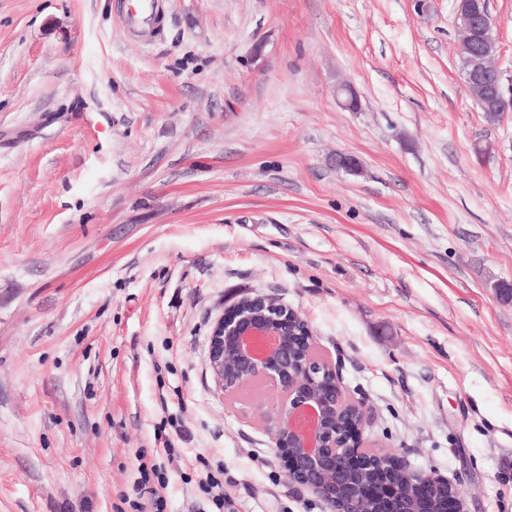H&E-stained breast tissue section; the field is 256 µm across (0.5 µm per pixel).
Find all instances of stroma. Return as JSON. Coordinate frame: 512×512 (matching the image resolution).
Returning <instances> with one entry per match:
<instances>
[{
  "mask_svg": "<svg viewBox=\"0 0 512 512\" xmlns=\"http://www.w3.org/2000/svg\"><path fill=\"white\" fill-rule=\"evenodd\" d=\"M121 2L0 0V512H112L169 441L166 512L201 456L234 512H325L208 367L255 293L381 450L512 512V112L468 92L456 0H168L144 43Z\"/></svg>",
  "mask_w": 512,
  "mask_h": 512,
  "instance_id": "obj_1",
  "label": "stroma"
}]
</instances>
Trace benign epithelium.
<instances>
[{"label": "benign epithelium", "instance_id": "obj_1", "mask_svg": "<svg viewBox=\"0 0 512 512\" xmlns=\"http://www.w3.org/2000/svg\"><path fill=\"white\" fill-rule=\"evenodd\" d=\"M488 0H459L456 26L460 41L468 44L469 64L464 78L468 86L490 90L504 112L512 110V76H506L485 58L488 48L497 44L493 19L486 7ZM298 314L281 303H267L263 310L244 316L239 303L224 306L215 318L209 336V364L217 390L232 396L254 383L266 385L268 393L255 410L270 434L288 476L306 477L304 487L322 501L327 512H357L332 498L321 475L330 472L336 480H345L349 471L370 463L374 449L364 446V434L370 428L365 405L348 396L337 363L316 350L312 329L292 343L285 338L288 317L277 311ZM230 349L238 362V377L231 383L224 378V352ZM332 380L325 390L308 389V382L323 374ZM351 409L355 419L338 433L327 423L330 410ZM376 453V452H374ZM382 459L379 478L355 490L351 503L373 498L382 504V512H400L393 476L405 472L423 493L424 503L443 485L448 487V512H468L467 503L448 478L410 468L398 453H376Z\"/></svg>", "mask_w": 512, "mask_h": 512}]
</instances>
